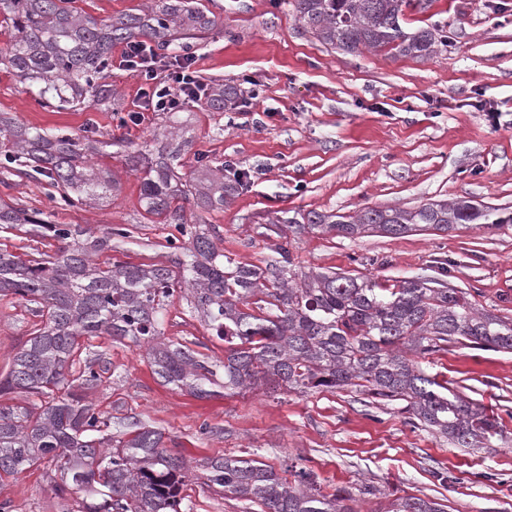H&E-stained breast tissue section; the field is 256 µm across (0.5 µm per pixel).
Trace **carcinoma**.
<instances>
[{
	"instance_id": "obj_1",
	"label": "carcinoma",
	"mask_w": 512,
	"mask_h": 512,
	"mask_svg": "<svg viewBox=\"0 0 512 512\" xmlns=\"http://www.w3.org/2000/svg\"><path fill=\"white\" fill-rule=\"evenodd\" d=\"M410 0H292L296 17L319 41L345 52L362 48L426 58L446 44L438 28L403 30ZM0 14L14 39L0 47V65L23 82L40 84L42 105L68 110L110 95L100 83L112 46L142 39L159 48L184 49L200 39L214 20L196 0H152L139 14L98 20L75 0H0ZM231 86L214 83L198 99L212 112L236 103ZM159 148L127 155L140 173V203L145 211L175 226L186 254L184 279L191 308L224 341V362L214 364L184 344L165 341L160 318L178 277L166 265L112 261L103 267L92 256L123 228L100 238L78 224H57L52 213L0 204V232L26 224L59 243L54 255L23 259L0 249V297L36 302L45 312L16 355L0 392L35 397L30 404L0 406V475L15 476L39 461L56 465L59 492L92 499L86 512H182L188 467L171 453L164 434L136 424L112 445L110 419L85 402L100 374L87 362L73 370L82 336L107 334L135 348H148L154 373L197 398L215 395L213 386L235 392L258 382L286 391H336L361 388L376 400L404 401L405 410L438 435L464 448H480L498 434V422L446 386L406 355L439 352L452 341L512 350V321L473 307L454 288H432L420 278L388 287L366 276L315 273L298 275L281 225L294 235L318 231L354 238L379 232L400 236L420 228L448 232L462 224H509L497 210L470 200L428 202L411 210L366 207L353 216L317 210L276 218L274 232L285 242L281 260L264 267L236 263L224 255L215 236L190 224L185 204L196 211L224 208L240 186L224 177L179 136L176 113L168 117ZM98 140L67 133L49 134L0 115V170L16 172L51 188L50 201L68 206L98 205L119 191L108 171L91 163ZM193 151L199 165L182 171V154ZM290 483L259 459L214 457L198 479L208 488L248 501L260 512H358L347 489L322 493L301 469ZM385 512H445L444 505L416 496H398Z\"/></svg>"
}]
</instances>
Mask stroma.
Returning a JSON list of instances; mask_svg holds the SVG:
<instances>
[{
    "label": "stroma",
    "mask_w": 512,
    "mask_h": 512,
    "mask_svg": "<svg viewBox=\"0 0 512 512\" xmlns=\"http://www.w3.org/2000/svg\"><path fill=\"white\" fill-rule=\"evenodd\" d=\"M198 3L215 25L190 49L195 66L204 82L235 86L239 102L221 112L191 102L179 117L195 150L243 175L236 197L203 215L225 255L261 267L277 259L280 238L267 226L285 211L352 215L470 199L512 214V0H421L406 10L405 32L436 25L448 35L427 58L330 48L304 30L290 0ZM103 81L110 100L56 111L0 68V112L31 128L93 131L105 143L97 162L120 182L97 209L53 203L42 184L15 176L0 182V201L96 235L110 225L129 230V237H113L102 259L167 262L175 229L144 212L140 180L124 156L125 148L150 143L165 116L148 112L133 124L129 116L141 103L136 74L112 66ZM288 249L300 272L389 284L432 279L512 320V223L398 238L305 233L290 238ZM42 322L35 304L0 297V379ZM162 331L211 360L224 358L223 340L195 316L186 293L170 297ZM78 343L76 361L103 357L99 385L87 399L111 416L113 434L125 435L136 421L158 428L167 448L192 467L218 456L256 458L279 472L302 466L323 493L359 492V512L399 496L429 498L447 512H512V351L463 340L418 360L498 419L499 435L472 449L411 424L400 403H370L350 386L295 393L261 385L199 399L163 385L142 350L105 334ZM204 424L209 433H201ZM60 483L44 462L0 478V503L11 512H85L84 496L60 493ZM367 486L379 496L364 494ZM183 494L185 512H245L240 500L192 477Z\"/></svg>",
    "instance_id": "obj_1"
}]
</instances>
